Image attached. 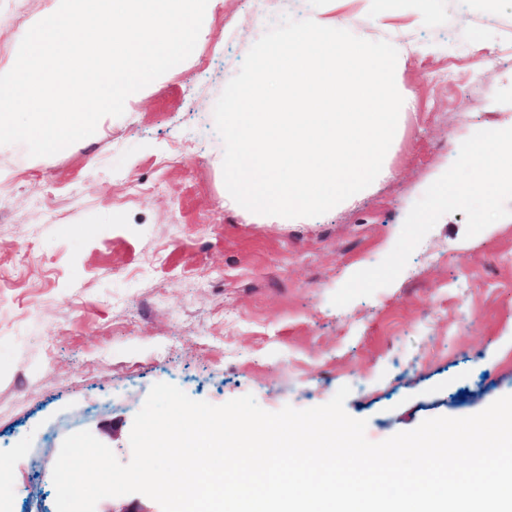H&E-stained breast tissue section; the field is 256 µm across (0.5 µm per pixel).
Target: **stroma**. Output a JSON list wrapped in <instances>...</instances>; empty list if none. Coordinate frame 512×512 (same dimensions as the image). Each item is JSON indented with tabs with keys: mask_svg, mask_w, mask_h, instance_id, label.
I'll return each mask as SVG.
<instances>
[{
	"mask_svg": "<svg viewBox=\"0 0 512 512\" xmlns=\"http://www.w3.org/2000/svg\"><path fill=\"white\" fill-rule=\"evenodd\" d=\"M42 0H0V64ZM399 38L383 170L316 217L224 205L214 106L284 18ZM512 129V0H219L194 57L48 157L0 147V512H56L70 420L120 462L158 382L266 411L329 402L380 442L512 395V192L434 207L460 147ZM434 211L433 220L415 223Z\"/></svg>",
	"mask_w": 512,
	"mask_h": 512,
	"instance_id": "35a3bbf8",
	"label": "stroma"
}]
</instances>
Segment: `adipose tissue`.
Segmentation results:
<instances>
[{"label":"adipose tissue","instance_id":"ef3b65f1","mask_svg":"<svg viewBox=\"0 0 512 512\" xmlns=\"http://www.w3.org/2000/svg\"><path fill=\"white\" fill-rule=\"evenodd\" d=\"M476 165L474 176L462 188H454L447 178H440L434 196L443 199L455 197L457 202L467 203L481 199L487 208H495L499 190L512 188V141L504 132L473 138L461 149Z\"/></svg>","mask_w":512,"mask_h":512}]
</instances>
